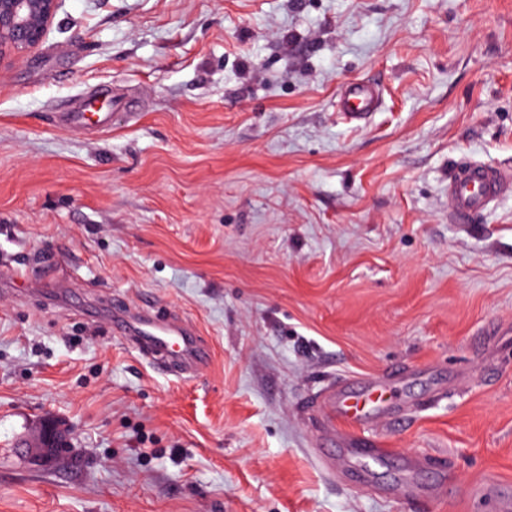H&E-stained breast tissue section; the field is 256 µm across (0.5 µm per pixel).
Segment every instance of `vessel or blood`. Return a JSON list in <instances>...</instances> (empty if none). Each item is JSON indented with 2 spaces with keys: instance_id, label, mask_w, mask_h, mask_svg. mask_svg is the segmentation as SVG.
I'll list each match as a JSON object with an SVG mask.
<instances>
[{
  "instance_id": "b4317fda",
  "label": "vessel or blood",
  "mask_w": 512,
  "mask_h": 512,
  "mask_svg": "<svg viewBox=\"0 0 512 512\" xmlns=\"http://www.w3.org/2000/svg\"><path fill=\"white\" fill-rule=\"evenodd\" d=\"M376 108L373 87L366 83L346 86L337 102L338 111L361 120ZM512 191V180L497 169L478 162L460 168L448 182V220L454 224L471 223L473 217L492 209ZM112 332L126 337L139 353L155 355L168 363L178 364L186 374H194L208 361V351L193 339L181 321H160L146 311H131L118 305L112 311ZM332 418L347 424L362 421L397 422L386 399L384 382L359 387L345 385L332 390L321 401ZM387 451L372 448L351 438L346 443L344 460L362 476H369L372 462L382 459Z\"/></svg>"
}]
</instances>
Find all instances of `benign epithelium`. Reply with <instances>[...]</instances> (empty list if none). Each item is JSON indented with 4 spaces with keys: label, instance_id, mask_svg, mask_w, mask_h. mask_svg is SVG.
<instances>
[{
    "label": "benign epithelium",
    "instance_id": "obj_1",
    "mask_svg": "<svg viewBox=\"0 0 512 512\" xmlns=\"http://www.w3.org/2000/svg\"><path fill=\"white\" fill-rule=\"evenodd\" d=\"M62 0H0V68L39 47L45 40ZM71 429L49 419L38 421L23 444L24 458L51 468L68 457L54 452L69 446Z\"/></svg>",
    "mask_w": 512,
    "mask_h": 512
}]
</instances>
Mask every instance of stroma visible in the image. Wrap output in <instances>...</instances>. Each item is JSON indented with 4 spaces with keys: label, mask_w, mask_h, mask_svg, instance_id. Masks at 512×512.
Instances as JSON below:
<instances>
[{
    "label": "stroma",
    "mask_w": 512,
    "mask_h": 512,
    "mask_svg": "<svg viewBox=\"0 0 512 512\" xmlns=\"http://www.w3.org/2000/svg\"><path fill=\"white\" fill-rule=\"evenodd\" d=\"M472 161L512 171V0H64L0 68V512H498L512 195L449 223ZM147 301L202 371L113 335ZM396 366L405 426L321 411ZM45 417L80 467L20 459ZM331 427L390 449L369 483ZM373 87L366 83H351L346 86L337 102V110L346 112L352 119L361 120L376 108Z\"/></svg>",
    "instance_id": "obj_1"
}]
</instances>
